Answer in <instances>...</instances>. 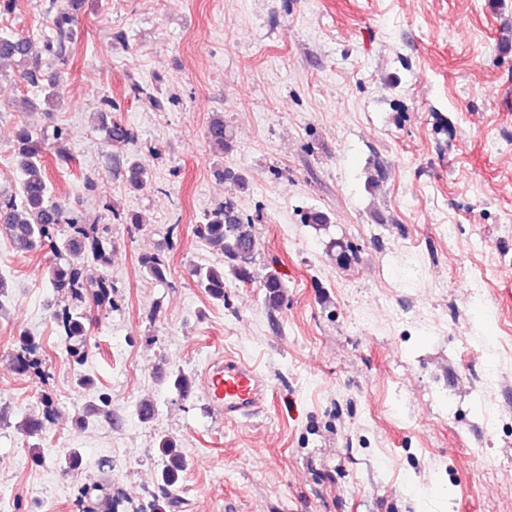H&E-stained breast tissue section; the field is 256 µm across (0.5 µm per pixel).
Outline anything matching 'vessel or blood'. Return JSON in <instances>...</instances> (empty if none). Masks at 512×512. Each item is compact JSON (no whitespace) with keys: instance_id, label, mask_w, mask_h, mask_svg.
<instances>
[{"instance_id":"vessel-or-blood-1","label":"vessel or blood","mask_w":512,"mask_h":512,"mask_svg":"<svg viewBox=\"0 0 512 512\" xmlns=\"http://www.w3.org/2000/svg\"><path fill=\"white\" fill-rule=\"evenodd\" d=\"M269 385L256 368L243 360L214 362L204 372L203 396L217 417L239 421L266 402Z\"/></svg>"}]
</instances>
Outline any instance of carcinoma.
Returning a JSON list of instances; mask_svg holds the SVG:
<instances>
[{
  "mask_svg": "<svg viewBox=\"0 0 512 512\" xmlns=\"http://www.w3.org/2000/svg\"><path fill=\"white\" fill-rule=\"evenodd\" d=\"M72 0H50L55 9L53 36L45 45V52L52 59L65 61L75 33V16L70 12ZM0 58L30 62L22 70V78L31 86L44 91V101L51 104L58 99L57 88L60 82L58 73L46 74L41 62L34 57L31 40L23 35H0ZM106 141L112 146L126 144L134 139V133L125 124L114 121L104 126ZM64 132L58 128L47 135L45 130L23 120L15 132L14 157L20 170V179L10 193H0V230L11 239L20 252H32L42 245L56 247L62 245V262L50 270L52 287L67 304L55 311V320L65 339L83 336L86 332L87 316L77 303L91 299L96 307H112V279L103 275L92 286L84 283L81 276V263L92 257L104 264L107 261L105 241L97 234L96 226L84 222L83 215L75 208L53 200L50 181L43 158L49 150H54L57 158L66 160V153L59 146ZM206 138L209 143L224 151L232 148V133L224 124V116L215 115L208 122ZM219 179L245 190L248 188L246 176L231 169L216 171ZM147 173L136 162H127L126 181L134 189L145 183ZM302 223L325 227L331 223L327 213L309 208L302 213ZM196 236L221 255L220 263L207 267H197L194 275L198 285L214 300H224V271L243 284L260 281L264 289L263 302L267 309L277 311L285 302L284 285L280 278L268 274L258 279L255 270L259 242L251 221L239 212L235 201L226 198L205 212L195 225ZM142 268L152 279H166L167 267L157 255H143ZM37 345L30 336L20 338V349L11 360V368L18 374H26L38 368ZM46 410L42 417L29 419L25 431L30 436L39 435L47 423L57 419L49 400H44ZM162 459L161 495L155 496L141 507L140 512H166L175 501L167 497V488L175 484L180 473L186 468L185 457L177 442L163 437L158 443Z\"/></svg>",
  "mask_w": 512,
  "mask_h": 512,
  "instance_id": "cac0c4a2",
  "label": "carcinoma"
}]
</instances>
